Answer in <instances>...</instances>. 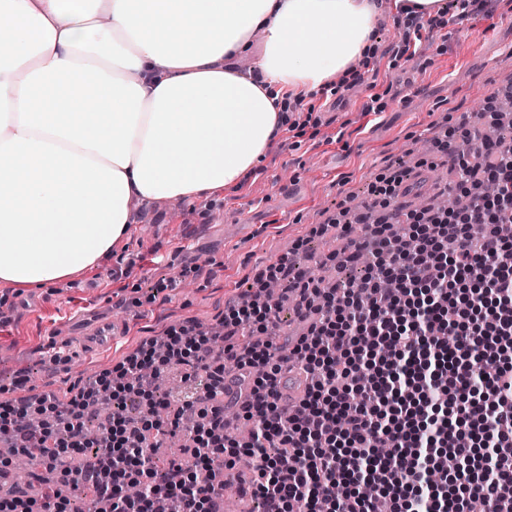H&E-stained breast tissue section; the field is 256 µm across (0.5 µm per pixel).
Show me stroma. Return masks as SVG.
Segmentation results:
<instances>
[{
    "label": "stroma",
    "mask_w": 512,
    "mask_h": 512,
    "mask_svg": "<svg viewBox=\"0 0 512 512\" xmlns=\"http://www.w3.org/2000/svg\"><path fill=\"white\" fill-rule=\"evenodd\" d=\"M399 18L394 0H383L362 84L308 95L306 132L274 138L257 171L225 189L220 204L186 201L181 217L159 204L133 212L114 256L72 279L45 288L0 281V402L43 392L67 402L79 381L170 329L222 321L229 305L253 291L255 273L283 255L319 269L342 241L318 233V225L369 200L387 167L416 186L449 185L451 163L434 145L451 120L483 113L512 79V0L448 22L435 30L434 45L397 58ZM123 255L136 265L118 277ZM173 279L178 288H169ZM106 322L112 345L84 348L90 329Z\"/></svg>",
    "instance_id": "obj_1"
}]
</instances>
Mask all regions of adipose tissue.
I'll return each instance as SVG.
<instances>
[{"label": "adipose tissue", "mask_w": 512, "mask_h": 512, "mask_svg": "<svg viewBox=\"0 0 512 512\" xmlns=\"http://www.w3.org/2000/svg\"><path fill=\"white\" fill-rule=\"evenodd\" d=\"M376 0H0V281L106 261L134 207L239 184L297 91L350 81Z\"/></svg>", "instance_id": "1"}]
</instances>
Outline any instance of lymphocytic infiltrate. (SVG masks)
<instances>
[{"instance_id":"1","label":"lymphocytic infiltrate","mask_w":512,"mask_h":512,"mask_svg":"<svg viewBox=\"0 0 512 512\" xmlns=\"http://www.w3.org/2000/svg\"><path fill=\"white\" fill-rule=\"evenodd\" d=\"M439 149L468 206L406 208L402 174L378 175L359 215L365 234L338 227L335 258L363 268L356 283L323 284L286 258L257 271L258 290L293 283L306 331L287 347L275 342L276 305L257 299L228 307L223 356L209 332L179 327L67 403L51 394L0 402V438L57 475L36 493L0 495V512H72L71 492L86 488L110 512H224L222 472L245 455L261 512H465L476 498L512 512V237L502 233L512 150L478 130ZM175 366L192 387L176 405L155 389ZM229 379L244 389L233 407L253 431L246 442L226 426ZM103 393L153 401L166 415L115 412L93 451L63 449L83 443L85 412ZM34 409L35 429L25 422ZM173 435L190 455L157 473L153 450Z\"/></svg>"}]
</instances>
